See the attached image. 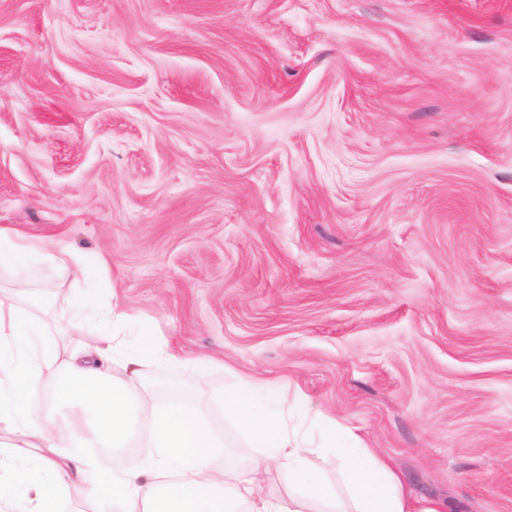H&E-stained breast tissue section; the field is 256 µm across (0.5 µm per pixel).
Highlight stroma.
Here are the masks:
<instances>
[{
    "mask_svg": "<svg viewBox=\"0 0 512 512\" xmlns=\"http://www.w3.org/2000/svg\"><path fill=\"white\" fill-rule=\"evenodd\" d=\"M0 227L105 261L214 407L336 418L512 512V0H0Z\"/></svg>",
    "mask_w": 512,
    "mask_h": 512,
    "instance_id": "obj_1",
    "label": "stroma"
}]
</instances>
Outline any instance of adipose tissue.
I'll list each match as a JSON object with an SVG mask.
<instances>
[{"instance_id": "ef3b65f1", "label": "adipose tissue", "mask_w": 512, "mask_h": 512, "mask_svg": "<svg viewBox=\"0 0 512 512\" xmlns=\"http://www.w3.org/2000/svg\"><path fill=\"white\" fill-rule=\"evenodd\" d=\"M33 267L48 280L0 301V432L10 436L0 441V512H62L75 484L89 486L90 512H438L419 506L389 462L336 419L323 418L320 444L305 440L259 379L241 380L222 401L263 451L241 478L193 393L175 386L156 403L137 391L145 362L185 356L148 337L126 343L127 315L108 298L76 304L58 325L46 309L64 282L85 278V255L1 227L0 276ZM143 440L152 452L139 468L96 460L95 449ZM327 454L336 461L330 475L319 465ZM272 471L287 481V497L266 491Z\"/></svg>"}]
</instances>
